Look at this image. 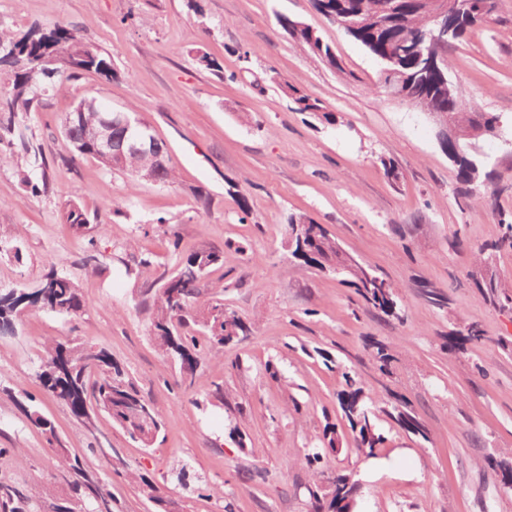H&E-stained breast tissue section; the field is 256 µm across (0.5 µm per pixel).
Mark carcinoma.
Instances as JSON below:
<instances>
[{"label":"carcinoma","mask_w":512,"mask_h":512,"mask_svg":"<svg viewBox=\"0 0 512 512\" xmlns=\"http://www.w3.org/2000/svg\"><path fill=\"white\" fill-rule=\"evenodd\" d=\"M314 8L332 20L346 35L358 42L380 65V88L393 83V89L407 99L418 102L430 112H445L457 118L463 130H492L501 117L481 112L461 84L450 77L443 53L445 46L462 40L476 25L489 20L496 0H461L458 14L448 21V42L428 46L425 33L430 27L431 0H312ZM281 28L295 41L308 47L330 66L336 58L329 44L313 28L287 16L278 18ZM439 57L440 70L429 65L427 54ZM93 72L107 80L116 77L112 58L85 44L73 24L55 23L33 27L24 34L0 27V163L20 168V182L33 197L50 190L46 158L37 143L27 117L41 106L45 93H58L64 81ZM279 86L291 98L299 112H313L328 124L336 116L316 99L283 81ZM112 120V110L94 98L79 101L60 125L68 144L64 160L74 165L87 157L96 159L110 171L127 176L129 194L150 183L169 187L176 182L173 164L159 166L150 152L131 153L126 149L127 135L120 126L112 128V150L98 149L95 135ZM479 137L461 138L442 148L456 172L454 194L465 208L475 200L495 202L491 186L495 175L480 158ZM502 233L497 239L480 246L469 273L474 288L484 302L495 310H512V287L503 283L493 266V257L502 251L512 252V212L497 211ZM65 223L78 230L89 224L85 210L73 203L65 213ZM291 256L306 265L316 266L336 275L352 277L351 285L366 306L379 315L404 319L394 286L378 270L357 259L345 261L344 250L328 229L305 215L287 218ZM225 250L198 247L179 254L174 266L155 262L150 256L126 249L117 257L127 276L137 285V309L146 315L149 332L164 356L178 369L188 387L199 383L202 351L214 353L224 344L251 332L250 322L234 311L224 313V321L212 312L224 307V298L207 295L211 270L224 266V251L244 252V247L229 241ZM82 266L98 267L97 242L90 238L80 257ZM419 295L428 306L445 310L448 294L429 281L418 285ZM54 314L69 323L81 320L87 312L80 286L67 274L50 269L34 288H0V335L15 331V319L25 309ZM488 342L477 322H468L448 331L443 348L448 352L481 348ZM373 360L378 371L390 375L392 355L373 343ZM41 387L65 406L85 431L88 451L102 456L97 441L96 414L109 415L132 441L149 447L153 441L132 414L136 405L147 410L155 431L162 426L157 408L143 396L129 378L125 368L112 359V353L73 339L48 336L41 343L36 371ZM344 384L336 393V404L354 434L357 450L367 457L383 443L375 418L382 413L402 430L427 438L425 427L411 403L400 400L390 407H378L365 391L364 383L348 372L342 373ZM23 416L46 436L56 461L54 483L65 488V495L52 504L53 512H114L112 494L99 470L86 459L71 453L58 435L54 424L35 405V397L25 393L13 397ZM327 449L315 445L304 450L301 462L317 470ZM503 483H512V463L487 459ZM156 512H181L178 501L162 495L151 478L132 474ZM357 484L340 475L325 492L307 488L313 512H350ZM46 501L27 493L25 482L0 476V512H45Z\"/></svg>","instance_id":"1"}]
</instances>
